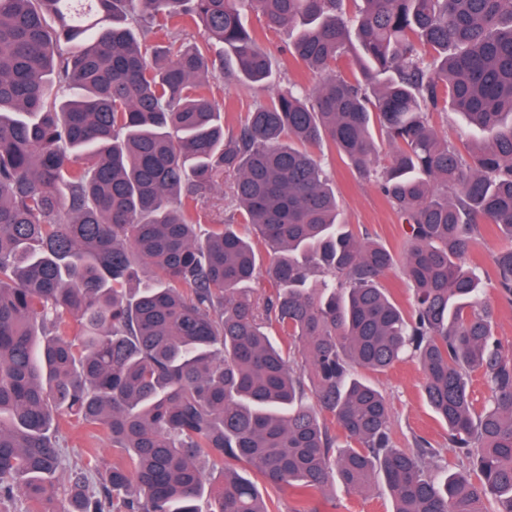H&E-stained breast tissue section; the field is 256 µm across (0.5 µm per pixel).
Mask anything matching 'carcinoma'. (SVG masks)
<instances>
[{
    "label": "carcinoma",
    "instance_id": "cac0c4a2",
    "mask_svg": "<svg viewBox=\"0 0 512 512\" xmlns=\"http://www.w3.org/2000/svg\"><path fill=\"white\" fill-rule=\"evenodd\" d=\"M348 2L0 0L1 505L274 512L262 483L319 512L330 485L382 482L392 512H512L487 298L512 307V0ZM250 13L324 76L312 94L274 84ZM224 80L269 90L229 130ZM448 112L483 133L466 154ZM314 148L374 183L401 253L342 219ZM226 178L233 208L201 223ZM486 224L509 245L484 268ZM398 265L408 311L382 284ZM409 357L461 468L396 446L367 375ZM73 420L106 431L104 475L67 462Z\"/></svg>",
    "mask_w": 512,
    "mask_h": 512
}]
</instances>
